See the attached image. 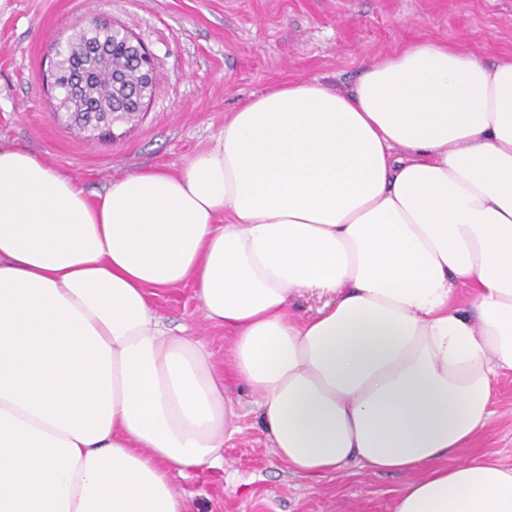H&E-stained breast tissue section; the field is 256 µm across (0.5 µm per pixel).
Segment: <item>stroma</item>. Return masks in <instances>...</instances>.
Here are the masks:
<instances>
[{"label":"stroma","mask_w":512,"mask_h":512,"mask_svg":"<svg viewBox=\"0 0 512 512\" xmlns=\"http://www.w3.org/2000/svg\"><path fill=\"white\" fill-rule=\"evenodd\" d=\"M127 28L155 57L140 116L97 139L56 121L44 77L58 38L90 19ZM448 41L487 61L512 53V0H0V146L26 149L91 195L139 170L175 172L215 147L244 101L287 81L340 91L365 66L421 41ZM163 320L192 330L223 361L224 332L207 328L192 287L159 291ZM239 430L222 467L178 484L193 512H392L403 475L349 466L305 477L279 462L245 388L231 390ZM493 420L459 459L512 465V375L494 388Z\"/></svg>","instance_id":"stroma-1"}]
</instances>
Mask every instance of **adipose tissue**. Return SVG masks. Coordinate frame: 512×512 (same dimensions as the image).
I'll list each match as a JSON object with an SVG mask.
<instances>
[{"mask_svg": "<svg viewBox=\"0 0 512 512\" xmlns=\"http://www.w3.org/2000/svg\"><path fill=\"white\" fill-rule=\"evenodd\" d=\"M188 284L224 363L155 313ZM305 287L334 297L313 318ZM504 373L512 54L419 42L347 92L280 85L95 199L0 146V512H190L176 479L222 465L234 386L296 473L407 475L392 512H512V466L450 461ZM329 301V297L315 289H302L291 298L293 309L301 316H313Z\"/></svg>", "mask_w": 512, "mask_h": 512, "instance_id": "obj_1", "label": "adipose tissue"}]
</instances>
